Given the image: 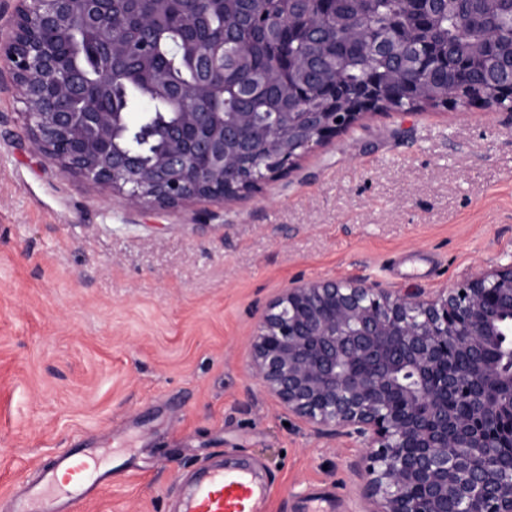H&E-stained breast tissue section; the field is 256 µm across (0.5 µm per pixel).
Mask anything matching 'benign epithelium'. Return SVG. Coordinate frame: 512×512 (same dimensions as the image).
Instances as JSON below:
<instances>
[{
    "instance_id": "1",
    "label": "benign epithelium",
    "mask_w": 512,
    "mask_h": 512,
    "mask_svg": "<svg viewBox=\"0 0 512 512\" xmlns=\"http://www.w3.org/2000/svg\"><path fill=\"white\" fill-rule=\"evenodd\" d=\"M13 28L0 45L11 88L25 106L29 139L50 165L119 195L133 207L224 200L257 189L292 168L315 146L380 105L368 77L345 93L342 70L325 77L320 111L298 97L286 112H216L224 98V35L196 21L198 5L224 0H154L179 10L183 52L196 65L185 86L159 78L151 87L172 108L134 128L113 96L112 59L151 62L155 15L134 17L126 0H14ZM306 10L288 20L259 14L320 39L330 21ZM102 66L91 84L71 64L73 36ZM372 56L415 68L425 53L401 52L396 40L371 41ZM343 102L346 112L336 111ZM152 142L146 156L123 145L131 129ZM252 375L319 433L341 431L366 449L352 465L363 481L366 512H512V261L485 269L435 299L391 295L358 281L319 280L284 289L252 339ZM466 404L459 413L453 403Z\"/></svg>"
}]
</instances>
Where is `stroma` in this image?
Returning <instances> with one entry per match:
<instances>
[{"instance_id":"stroma-1","label":"stroma","mask_w":512,"mask_h":512,"mask_svg":"<svg viewBox=\"0 0 512 512\" xmlns=\"http://www.w3.org/2000/svg\"><path fill=\"white\" fill-rule=\"evenodd\" d=\"M0 91V512L72 448L115 474L67 512H173L210 460L254 467L263 512H363L359 443L253 377L249 338L290 283L433 296L512 261V117L371 113L224 203L134 209L60 174Z\"/></svg>"}]
</instances>
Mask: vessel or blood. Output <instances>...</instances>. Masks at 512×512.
<instances>
[{
	"label": "vessel or blood",
	"instance_id": "obj_1",
	"mask_svg": "<svg viewBox=\"0 0 512 512\" xmlns=\"http://www.w3.org/2000/svg\"><path fill=\"white\" fill-rule=\"evenodd\" d=\"M88 459L84 449L64 453L57 468L46 472L27 496L16 502L13 512H56V493L63 489L78 498L97 492L101 483L91 480ZM269 493V486L249 469L211 468L196 478L183 512H260Z\"/></svg>",
	"mask_w": 512,
	"mask_h": 512
}]
</instances>
